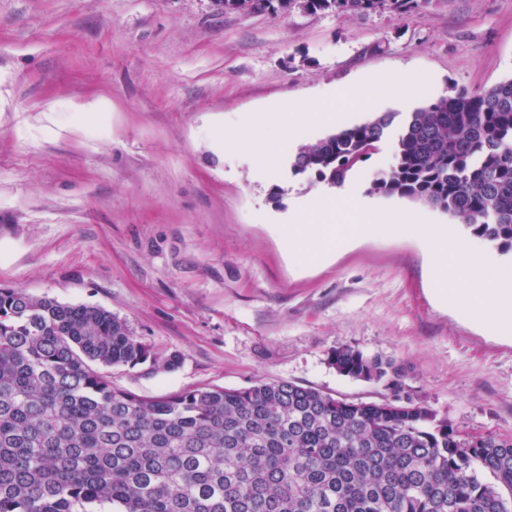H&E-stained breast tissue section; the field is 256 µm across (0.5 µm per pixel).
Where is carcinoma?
Here are the masks:
<instances>
[{
  "instance_id": "cac0c4a2",
  "label": "carcinoma",
  "mask_w": 512,
  "mask_h": 512,
  "mask_svg": "<svg viewBox=\"0 0 512 512\" xmlns=\"http://www.w3.org/2000/svg\"><path fill=\"white\" fill-rule=\"evenodd\" d=\"M295 0H223L286 10ZM311 13H401L418 0H300ZM395 113L297 148L339 188ZM370 191L431 205L512 252V77L408 113ZM329 363L402 390L403 369L345 346ZM171 370L93 305L0 288V512H512V437L474 442L421 401L354 403L292 382L147 398L93 368Z\"/></svg>"
}]
</instances>
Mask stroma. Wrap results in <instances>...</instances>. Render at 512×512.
Here are the masks:
<instances>
[{
	"label": "stroma",
	"instance_id": "obj_1",
	"mask_svg": "<svg viewBox=\"0 0 512 512\" xmlns=\"http://www.w3.org/2000/svg\"><path fill=\"white\" fill-rule=\"evenodd\" d=\"M428 74L405 115L450 90L512 77V0H422L367 14L231 11L212 0H0V287L104 308L172 370L115 368V387L163 397L290 381L380 402L339 374L349 346L405 370L404 391L464 434L512 437V339L442 306L415 240L355 239L289 258L288 213L336 191L297 175L301 125L265 170L219 151L247 115L314 111L369 74ZM101 101L104 111L80 112ZM388 134L347 175L348 211L395 161Z\"/></svg>",
	"mask_w": 512,
	"mask_h": 512
}]
</instances>
